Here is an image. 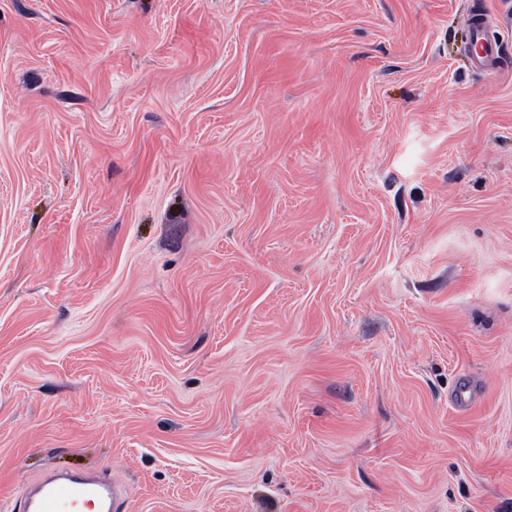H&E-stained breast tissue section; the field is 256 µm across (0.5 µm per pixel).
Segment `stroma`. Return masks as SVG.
Segmentation results:
<instances>
[{"instance_id": "1", "label": "stroma", "mask_w": 512, "mask_h": 512, "mask_svg": "<svg viewBox=\"0 0 512 512\" xmlns=\"http://www.w3.org/2000/svg\"><path fill=\"white\" fill-rule=\"evenodd\" d=\"M58 470L512 512V0H0V501ZM486 30L482 22L474 24L471 30L472 45L480 47V52L475 56L476 63L483 68L496 66L500 57L498 45L487 39Z\"/></svg>"}]
</instances>
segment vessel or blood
Masks as SVG:
<instances>
[{"instance_id": "vessel-or-blood-1", "label": "vessel or blood", "mask_w": 512, "mask_h": 512, "mask_svg": "<svg viewBox=\"0 0 512 512\" xmlns=\"http://www.w3.org/2000/svg\"><path fill=\"white\" fill-rule=\"evenodd\" d=\"M472 45L478 46L475 59L483 68L496 66L499 48L486 37L484 24H474ZM123 494L106 477L76 473H53L34 484L21 499L19 512H81L91 504L96 512H119Z\"/></svg>"}]
</instances>
